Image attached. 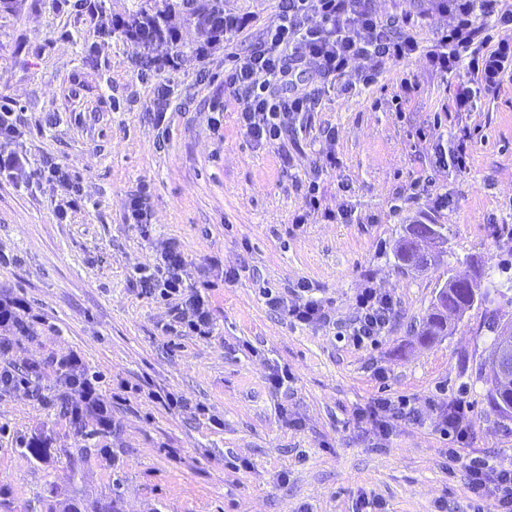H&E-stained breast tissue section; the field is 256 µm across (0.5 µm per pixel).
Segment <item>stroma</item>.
Segmentation results:
<instances>
[{
    "label": "stroma",
    "mask_w": 512,
    "mask_h": 512,
    "mask_svg": "<svg viewBox=\"0 0 512 512\" xmlns=\"http://www.w3.org/2000/svg\"><path fill=\"white\" fill-rule=\"evenodd\" d=\"M277 0H226L243 19L236 46L261 41ZM131 0H8L0 5V101L19 135L0 151L76 176L87 204L59 221L63 187L0 179V295L24 299L42 321L0 353V367H42L37 394L0 391V512H47L57 497L119 512H353L359 494L389 512H471L464 468L449 470L439 411L466 396L473 430L459 453L498 463L512 455V421L489 413L477 367L493 333L473 309L431 344L416 337L438 283L476 254L496 280L512 277V250L494 227L512 225V86L478 100L468 169L440 167L437 145L456 128H430L448 85L416 59L385 66L359 94L323 89L298 143L260 146L238 126L224 84V47L141 66L143 49L113 33ZM172 89L158 107L156 86ZM165 122H157L158 111ZM335 169L323 170L326 153ZM321 213L295 225L308 178ZM450 205L434 210L436 193ZM142 197L148 224L126 221ZM336 220L325 219V212ZM351 213L344 221L343 213ZM448 227V251L421 272L400 270L403 224ZM175 241L183 277L208 300L213 334L183 336L169 302L143 294L155 247ZM308 292H300V284ZM393 299L389 330L373 346L343 341L362 288ZM322 301L330 322L290 323L262 289ZM79 354L112 409V425L60 412L54 362ZM384 369L378 378L376 369ZM287 370L278 389L270 373ZM188 401L170 409L146 391ZM407 397L420 418L388 439L354 412L377 398ZM44 436L35 459L23 441Z\"/></svg>",
    "instance_id": "1"
}]
</instances>
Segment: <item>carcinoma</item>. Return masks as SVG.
Listing matches in <instances>:
<instances>
[{
    "mask_svg": "<svg viewBox=\"0 0 512 512\" xmlns=\"http://www.w3.org/2000/svg\"><path fill=\"white\" fill-rule=\"evenodd\" d=\"M173 16L180 17L183 24L194 28L202 38V42L191 47V51L196 54L202 53L209 45L224 37V0H132L128 13L112 21V31L141 42L146 50L142 66L152 67L160 61H167L183 53L185 45L181 42L180 33L170 24ZM419 229L433 233L434 244L439 247V252L434 254L433 259H438L440 254L446 252L443 248L448 243L445 225L433 222L405 224L394 247V257L401 268L421 269L420 265L411 262L410 255L411 236ZM442 287L448 289V293L443 295L441 304L431 302L418 333L420 342L424 344L432 343L453 332L455 324L449 321L448 313L454 311L460 317L479 307L474 292L459 277L448 276ZM500 398L506 403L511 402L512 387L505 388L499 398L491 388L486 393L489 409L504 420L506 416L498 403Z\"/></svg>",
    "mask_w": 512,
    "mask_h": 512,
    "instance_id": "obj_1",
    "label": "carcinoma"
}]
</instances>
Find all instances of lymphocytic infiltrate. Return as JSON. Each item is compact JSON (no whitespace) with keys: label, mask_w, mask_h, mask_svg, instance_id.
<instances>
[{"label":"lymphocytic infiltrate","mask_w":512,"mask_h":512,"mask_svg":"<svg viewBox=\"0 0 512 512\" xmlns=\"http://www.w3.org/2000/svg\"><path fill=\"white\" fill-rule=\"evenodd\" d=\"M436 7L447 13L448 24L436 31L426 47L417 39L421 15L405 11L381 16L366 10L362 0H278L264 40L244 55L233 47L239 21L225 17L224 56L231 66L224 72V82L240 100V127L254 141L269 145L306 131L321 98L319 89L302 86L301 74L314 72L328 84L345 75L355 61L362 64L355 83L363 88L377 83L380 64H403L418 52L441 74L466 73L467 84L444 97L435 113L433 126L437 129L453 121L455 115L471 111L480 91L496 92L511 85L512 37L497 39L493 32L512 27V0H436ZM0 175L32 185L52 181L66 188V198L56 207L59 218H67L82 206L81 191L70 172L60 165L29 170L17 154L0 153ZM156 266L162 271L161 278L150 274L140 277L142 293H157L172 300L173 320L183 335L210 336L213 322L209 304L186 285L184 259L176 242L161 243ZM355 301L357 315L349 329L351 341L357 346L378 343L389 329L391 297L381 289L367 287ZM81 364L75 355L56 361L55 366L64 386L77 391L79 413L93 414L101 425H111L110 410L98 398ZM362 415L383 436L389 434L393 422L419 417L403 397L376 400ZM472 418L473 404L463 396L449 401L447 412L441 414L440 432L453 443L448 460L463 465L476 501L474 512H512V461L503 459L492 465L482 458L460 457L458 448L471 434Z\"/></svg>","instance_id":"obj_1"}]
</instances>
